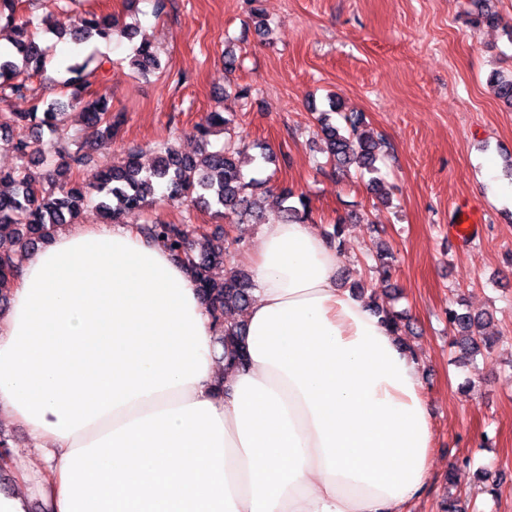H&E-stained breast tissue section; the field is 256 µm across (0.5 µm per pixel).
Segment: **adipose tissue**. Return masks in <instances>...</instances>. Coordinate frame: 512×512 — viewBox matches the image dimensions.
I'll return each mask as SVG.
<instances>
[{"mask_svg": "<svg viewBox=\"0 0 512 512\" xmlns=\"http://www.w3.org/2000/svg\"><path fill=\"white\" fill-rule=\"evenodd\" d=\"M247 362L226 367L187 268L131 224L57 231L0 311V420L37 439L48 512H406L431 467L419 361L317 228L249 257Z\"/></svg>", "mask_w": 512, "mask_h": 512, "instance_id": "ef3b65f1", "label": "adipose tissue"}]
</instances>
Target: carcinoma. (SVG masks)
I'll return each instance as SVG.
<instances>
[{
	"label": "carcinoma",
	"instance_id": "cac0c4a2",
	"mask_svg": "<svg viewBox=\"0 0 512 512\" xmlns=\"http://www.w3.org/2000/svg\"><path fill=\"white\" fill-rule=\"evenodd\" d=\"M19 0H0V22L13 28L11 54L0 57V102L34 95L25 71L30 66L40 68L43 51L35 40L28 20L18 14ZM59 38L68 36L79 45L93 37L109 40L115 34L133 39L137 32L120 24L112 14L89 12L68 24L52 30ZM90 56L68 66L74 74L68 85L73 87L68 101L54 100L44 109L35 104L27 112H0V129L11 131L8 143L21 164L13 169H0V282L14 277L17 255L43 246L52 239L59 227L77 222L84 206L97 198V208L105 219L114 224L125 223L128 214L140 211L157 202L182 204L190 201L213 210L224 224H243L252 221L266 224L264 208L265 182L246 177L242 167L252 161L249 145L235 140V118L229 113H207L194 127L197 136L208 141L214 129L227 135L224 145L216 150L203 149L198 155L182 153L172 142H164L157 151L156 163L144 170L139 155L133 151L106 172L83 173L91 167L92 144L116 133L123 124L122 114H112L110 97L101 93L91 100L82 95L76 82L90 75ZM133 66L142 75L160 68V61L149 41L143 40L135 49ZM498 96L512 104V76L497 74L493 78ZM81 115L84 136L69 133L67 109ZM344 126L331 122L329 112L318 118L323 151L338 168L351 166L375 173L383 141L367 129L365 117L358 112H342ZM43 128L63 141L66 146L45 150L31 134ZM311 217L306 196L284 186L277 197L276 220L283 224H303ZM139 233L147 240H162L182 259L199 294L218 325V341L224 346V359L230 366H242L245 354L242 343L245 325L224 321V312H243L252 299V275L233 266L224 265V231L196 230L191 224L155 220L138 225ZM390 251L379 247L375 251L376 269L389 278L393 265L388 261ZM224 266V278L213 277L212 270ZM450 346L461 357H473L484 351L490 353L495 339L482 333L484 319L455 309L446 311Z\"/></svg>",
	"mask_w": 512,
	"mask_h": 512
}]
</instances>
